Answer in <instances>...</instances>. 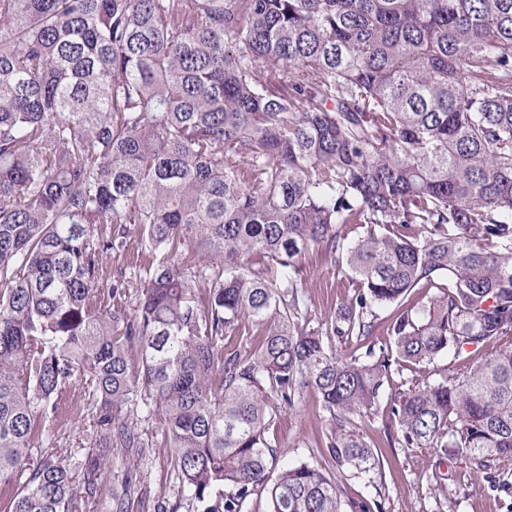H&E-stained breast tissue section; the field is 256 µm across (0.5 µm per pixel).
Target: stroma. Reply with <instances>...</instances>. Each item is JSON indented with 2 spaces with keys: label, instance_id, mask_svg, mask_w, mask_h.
Here are the masks:
<instances>
[{
  "label": "stroma",
  "instance_id": "obj_1",
  "mask_svg": "<svg viewBox=\"0 0 512 512\" xmlns=\"http://www.w3.org/2000/svg\"><path fill=\"white\" fill-rule=\"evenodd\" d=\"M150 249L141 243L137 232H129L121 247L115 248L104 267L103 280L138 283L153 261ZM306 276L308 315L311 324L334 314L351 295L353 286L338 272L328 257L317 249L301 258ZM411 372L394 375L377 406L356 418L353 426L383 459L382 476L376 484H366L354 472L338 474L342 497L346 500L382 498L384 512H512V493L490 489L483 472L464 460L439 464L434 454L401 447L389 417L392 396L408 388ZM329 421L319 409L315 393H305L293 408H282L274 426L285 460L316 462L326 446ZM104 468V492L126 489L133 481L130 512H156L162 497H175L179 483L164 456L152 455L134 460L128 448H112ZM446 475L444 486H437L434 473Z\"/></svg>",
  "mask_w": 512,
  "mask_h": 512
}]
</instances>
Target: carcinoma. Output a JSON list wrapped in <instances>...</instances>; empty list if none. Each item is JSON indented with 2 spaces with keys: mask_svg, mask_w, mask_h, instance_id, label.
Returning <instances> with one entry per match:
<instances>
[{
  "mask_svg": "<svg viewBox=\"0 0 512 512\" xmlns=\"http://www.w3.org/2000/svg\"><path fill=\"white\" fill-rule=\"evenodd\" d=\"M128 224L156 254L134 290L102 282ZM314 246L356 285L316 327L299 264ZM389 306L388 343L329 350ZM251 326L258 342L224 344ZM504 339L512 0H0V512L96 498L102 458L55 434L79 397L101 448L141 458L131 411L159 421L180 490L157 512L254 495L382 512L344 502L333 470L376 479L354 417L442 355L459 369L392 401L402 446L507 492ZM305 390L330 421L326 466L282 464L270 434ZM132 480L100 512H128Z\"/></svg>",
  "mask_w": 512,
  "mask_h": 512,
  "instance_id": "cac0c4a2",
  "label": "carcinoma"
}]
</instances>
